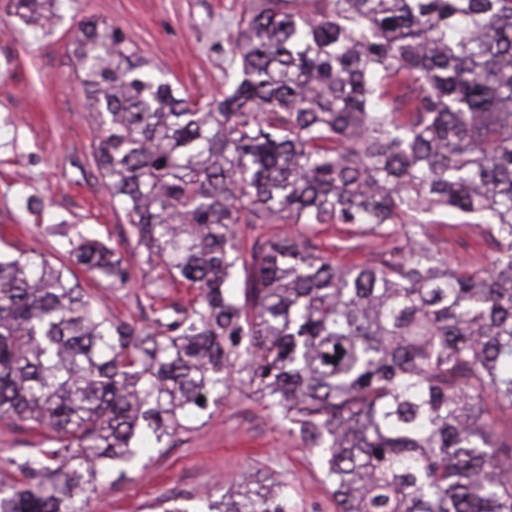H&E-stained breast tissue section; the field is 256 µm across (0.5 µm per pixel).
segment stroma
I'll return each instance as SVG.
<instances>
[{
    "label": "stroma",
    "instance_id": "1",
    "mask_svg": "<svg viewBox=\"0 0 512 512\" xmlns=\"http://www.w3.org/2000/svg\"><path fill=\"white\" fill-rule=\"evenodd\" d=\"M0 0V255L31 253L64 261L61 244L75 234L118 249L127 260L129 287L110 288L78 272L94 306L133 322L143 319L156 269L126 241V218L92 154L94 125L71 55L83 20L119 25L129 43L171 72L195 98H222L234 66L227 53L249 0H58V19L43 34L7 14ZM422 222L449 257L480 250L476 225L448 213ZM286 419L270 417L255 387L232 381L228 390L162 443L138 452L125 478L99 488L89 512H160L170 499L188 512H204L243 477L287 486L293 512H339L316 449L289 431ZM33 438L20 424L0 419V484L12 480L13 462Z\"/></svg>",
    "mask_w": 512,
    "mask_h": 512
}]
</instances>
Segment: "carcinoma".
Masks as SVG:
<instances>
[{
    "mask_svg": "<svg viewBox=\"0 0 512 512\" xmlns=\"http://www.w3.org/2000/svg\"><path fill=\"white\" fill-rule=\"evenodd\" d=\"M55 3L9 14L42 28ZM72 45L96 165L160 274L137 327L66 265L0 259V416L41 437L0 512H87L237 364L320 450L340 512H512L491 423L512 407V0H250L224 99L203 104L116 25ZM450 210L483 225L490 269L453 265L416 219ZM320 224L347 226L350 258ZM64 247L129 285L117 249ZM206 507L291 512L249 477Z\"/></svg>",
    "mask_w": 512,
    "mask_h": 512,
    "instance_id": "1",
    "label": "carcinoma"
}]
</instances>
